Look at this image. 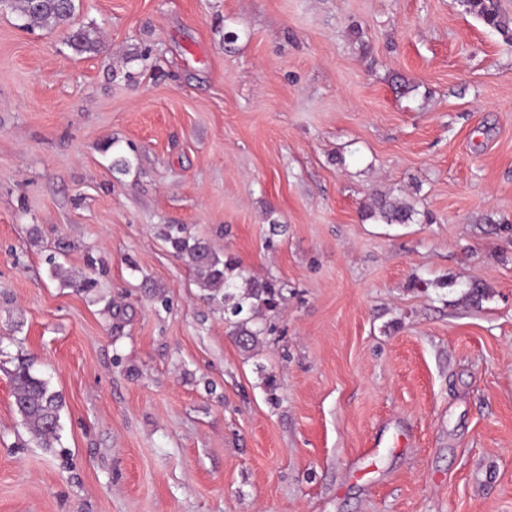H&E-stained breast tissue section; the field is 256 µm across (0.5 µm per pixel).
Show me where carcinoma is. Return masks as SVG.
Masks as SVG:
<instances>
[{
    "label": "carcinoma",
    "mask_w": 512,
    "mask_h": 512,
    "mask_svg": "<svg viewBox=\"0 0 512 512\" xmlns=\"http://www.w3.org/2000/svg\"><path fill=\"white\" fill-rule=\"evenodd\" d=\"M468 14L512 40V28L502 0H459ZM17 13L24 28L52 29L71 27L69 43L78 53L95 50L97 39L84 28L73 27L75 0H0V7ZM417 215L412 201L404 197L379 195L363 206V217L377 218L386 224H409ZM167 239L176 255L184 259L196 275L205 298L222 306L224 322L246 351L260 343V323L267 313L276 311L283 300V286L274 278L258 280L245 275L232 256L217 251L209 241L183 234L179 225L169 226ZM14 404L24 425L42 448H52L60 439V411L63 396L49 382L23 364L12 373Z\"/></svg>",
    "instance_id": "cac0c4a2"
}]
</instances>
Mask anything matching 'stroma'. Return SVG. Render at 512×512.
Returning a JSON list of instances; mask_svg holds the SVG:
<instances>
[{
  "instance_id": "stroma-1",
  "label": "stroma",
  "mask_w": 512,
  "mask_h": 512,
  "mask_svg": "<svg viewBox=\"0 0 512 512\" xmlns=\"http://www.w3.org/2000/svg\"><path fill=\"white\" fill-rule=\"evenodd\" d=\"M76 24L95 51L0 9V512H512V41L458 0ZM171 224L285 283L258 350ZM417 215L412 201L404 197L379 195L363 206V217L377 218L385 224H409ZM14 404L24 425L42 448H52L60 439L63 396L49 382L22 363L12 373Z\"/></svg>"
}]
</instances>
